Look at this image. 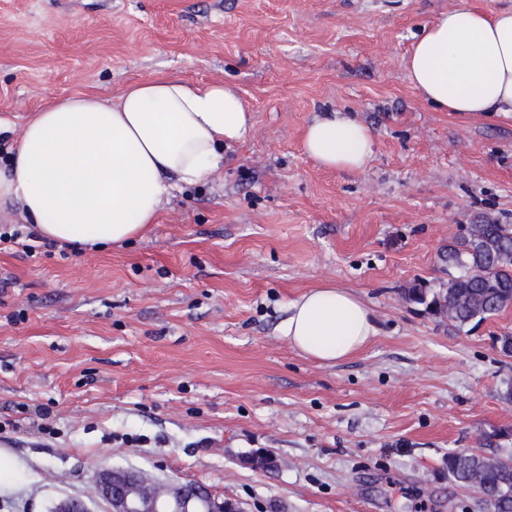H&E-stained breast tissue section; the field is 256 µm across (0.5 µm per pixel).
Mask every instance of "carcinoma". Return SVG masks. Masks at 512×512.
<instances>
[{
	"label": "carcinoma",
	"mask_w": 512,
	"mask_h": 512,
	"mask_svg": "<svg viewBox=\"0 0 512 512\" xmlns=\"http://www.w3.org/2000/svg\"><path fill=\"white\" fill-rule=\"evenodd\" d=\"M439 259L448 266L443 288L409 290V300L461 330L478 326L512 305V224L484 219L466 227V233L444 249ZM494 447L489 454L473 450L448 453V477L472 490L491 512H512V448ZM141 489L161 497L167 487L152 476L139 475Z\"/></svg>",
	"instance_id": "carcinoma-1"
}]
</instances>
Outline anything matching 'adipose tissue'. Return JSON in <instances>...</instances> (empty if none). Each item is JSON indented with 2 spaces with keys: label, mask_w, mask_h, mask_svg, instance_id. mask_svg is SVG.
Wrapping results in <instances>:
<instances>
[{
  "label": "adipose tissue",
  "mask_w": 512,
  "mask_h": 512,
  "mask_svg": "<svg viewBox=\"0 0 512 512\" xmlns=\"http://www.w3.org/2000/svg\"><path fill=\"white\" fill-rule=\"evenodd\" d=\"M410 85L443 112L512 119V9L468 4L422 27L405 63ZM251 114L233 86L174 75L134 82L116 102L77 93L32 112L0 165V200L16 198L47 240L74 247L119 245L148 231L180 186L224 164ZM302 147L331 170L360 171L373 130L331 111L306 125ZM288 342L321 363L367 348L378 330L370 310L331 284L303 293L280 327Z\"/></svg>",
  "instance_id": "ef3b65f1"
}]
</instances>
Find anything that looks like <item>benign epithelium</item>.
I'll return each mask as SVG.
<instances>
[{
  "mask_svg": "<svg viewBox=\"0 0 512 512\" xmlns=\"http://www.w3.org/2000/svg\"><path fill=\"white\" fill-rule=\"evenodd\" d=\"M128 470L113 467L102 471L97 479V493L108 505V512H241L228 500H218L195 484L168 482L167 499H140L127 493L121 483Z\"/></svg>",
  "mask_w": 512,
  "mask_h": 512,
  "instance_id": "7a95c632",
  "label": "benign epithelium"
}]
</instances>
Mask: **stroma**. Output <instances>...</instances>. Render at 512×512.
I'll use <instances>...</instances> for the list:
<instances>
[{
    "instance_id": "obj_1",
    "label": "stroma",
    "mask_w": 512,
    "mask_h": 512,
    "mask_svg": "<svg viewBox=\"0 0 512 512\" xmlns=\"http://www.w3.org/2000/svg\"><path fill=\"white\" fill-rule=\"evenodd\" d=\"M0 0V158L30 112L111 102L161 75L236 87L252 114L149 234L68 256L0 253V512L78 497L98 474L191 481L243 512H482L451 450L512 430V307L458 330L410 301L467 224H512V120L435 110L405 78L416 34L461 2ZM343 109L376 134L326 170L305 126ZM324 283L372 311L336 364L291 347L289 304Z\"/></svg>"
}]
</instances>
